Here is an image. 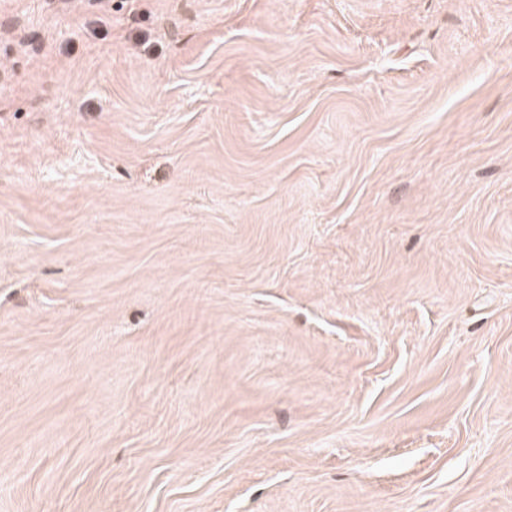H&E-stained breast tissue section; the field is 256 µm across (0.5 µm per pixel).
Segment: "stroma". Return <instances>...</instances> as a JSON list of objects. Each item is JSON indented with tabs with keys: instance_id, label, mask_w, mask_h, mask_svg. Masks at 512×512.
<instances>
[{
	"instance_id": "obj_1",
	"label": "stroma",
	"mask_w": 512,
	"mask_h": 512,
	"mask_svg": "<svg viewBox=\"0 0 512 512\" xmlns=\"http://www.w3.org/2000/svg\"><path fill=\"white\" fill-rule=\"evenodd\" d=\"M0 512H512V0H0Z\"/></svg>"
}]
</instances>
